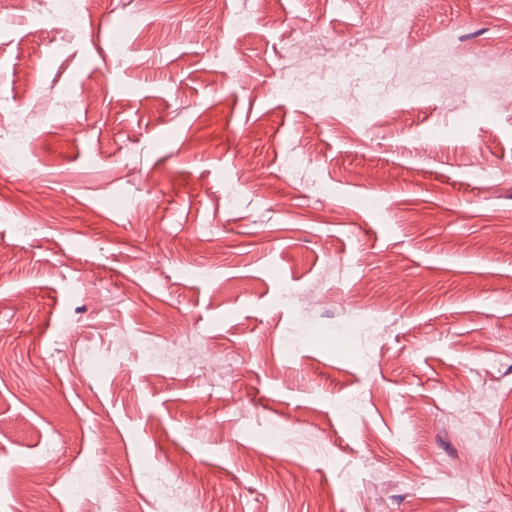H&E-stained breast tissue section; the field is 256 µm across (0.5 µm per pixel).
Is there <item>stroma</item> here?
Instances as JSON below:
<instances>
[{
	"label": "stroma",
	"instance_id": "35a3bbf8",
	"mask_svg": "<svg viewBox=\"0 0 512 512\" xmlns=\"http://www.w3.org/2000/svg\"><path fill=\"white\" fill-rule=\"evenodd\" d=\"M244 8L252 26L220 32L208 0H98L71 29L0 0V130L32 145L0 161V251L22 259L0 279V512H512V70L489 111L470 93L512 57V0H224ZM228 55L244 66L217 76ZM311 70L339 106L281 95ZM370 95L386 108L359 121ZM285 280L308 306L279 301ZM363 290L382 329L337 345ZM146 313L207 359L112 354Z\"/></svg>",
	"mask_w": 512,
	"mask_h": 512
}]
</instances>
